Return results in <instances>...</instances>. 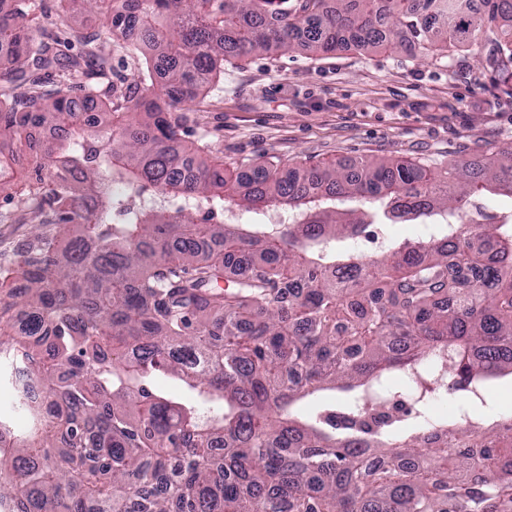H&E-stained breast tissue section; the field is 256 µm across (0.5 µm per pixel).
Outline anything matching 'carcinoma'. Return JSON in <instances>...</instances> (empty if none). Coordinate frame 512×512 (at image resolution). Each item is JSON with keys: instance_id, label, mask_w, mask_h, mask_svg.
<instances>
[{"instance_id": "1", "label": "carcinoma", "mask_w": 512, "mask_h": 512, "mask_svg": "<svg viewBox=\"0 0 512 512\" xmlns=\"http://www.w3.org/2000/svg\"><path fill=\"white\" fill-rule=\"evenodd\" d=\"M109 33L153 50L160 100L70 81L80 63L0 16V136L51 159L25 208L54 228L0 265V358L27 432L0 451L9 512H512V419L478 402L428 421L448 391L512 378V219L465 222L471 197L512 201V148L436 176L360 160L237 173L195 164L183 105L232 59L305 45L424 57L495 33L512 79V0H113ZM58 70L49 88L38 76ZM100 101L97 129L74 107ZM14 155L0 151V192ZM286 205L301 224H226ZM450 224L391 243L374 268L346 247L377 214ZM230 262L243 267L219 285ZM412 377L414 408L391 381ZM159 373L188 399L150 387ZM43 398L28 396L32 386ZM345 394L343 426L293 405ZM55 407L45 416L44 403Z\"/></svg>"}]
</instances>
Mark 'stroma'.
Wrapping results in <instances>:
<instances>
[{"label":"stroma","instance_id":"35a3bbf8","mask_svg":"<svg viewBox=\"0 0 512 512\" xmlns=\"http://www.w3.org/2000/svg\"><path fill=\"white\" fill-rule=\"evenodd\" d=\"M494 49L481 36L428 57L299 48L234 59L188 104L187 130L204 146L199 161L228 166L479 161L512 147V81L491 64ZM100 54L112 81L155 95L144 53L112 40Z\"/></svg>","mask_w":512,"mask_h":512}]
</instances>
